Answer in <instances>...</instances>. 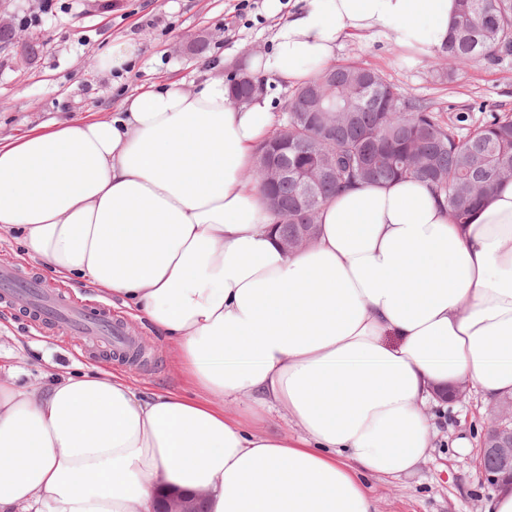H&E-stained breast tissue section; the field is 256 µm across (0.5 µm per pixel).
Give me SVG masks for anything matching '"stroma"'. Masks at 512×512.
<instances>
[{
  "label": "stroma",
  "instance_id": "1",
  "mask_svg": "<svg viewBox=\"0 0 512 512\" xmlns=\"http://www.w3.org/2000/svg\"><path fill=\"white\" fill-rule=\"evenodd\" d=\"M239 0H0V16L17 34L0 44V138L73 116L107 118L126 96L157 81H177L193 90L204 57L219 54L225 71L238 58L271 48L273 18L262 8L238 17ZM117 37L142 42L141 56L122 73H100L98 56ZM337 62H357L383 73L402 91L431 100L441 118L466 112L483 118L482 104L512 114V56L493 64L458 66L453 82L438 80L436 53L417 55L393 33L344 39ZM67 287L79 299L110 306L125 330L148 352L145 370L121 361L110 371L124 375L144 395L164 390L191 392L171 347L151 327L111 298L77 281ZM22 368V382L39 384L59 374L101 369L100 361L77 355L66 336H42L24 314L0 302V373ZM489 407L478 394L462 402H439L433 446L414 474L373 480L377 512H486L494 495L481 480L478 447ZM468 447H460V440Z\"/></svg>",
  "mask_w": 512,
  "mask_h": 512
}]
</instances>
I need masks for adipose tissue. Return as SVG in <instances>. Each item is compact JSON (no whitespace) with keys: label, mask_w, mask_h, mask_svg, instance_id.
Returning <instances> with one entry per match:
<instances>
[{"label":"adipose tissue","mask_w":512,"mask_h":512,"mask_svg":"<svg viewBox=\"0 0 512 512\" xmlns=\"http://www.w3.org/2000/svg\"><path fill=\"white\" fill-rule=\"evenodd\" d=\"M295 2L247 70L301 85L372 32L425 54L456 13ZM223 67L208 60L192 91L152 83L107 119L0 139V241L119 301L197 390L144 398L106 371L0 378V512H157L199 490L205 512H377L372 479L412 473L431 446L428 403L462 381L512 396V182L464 224L419 181L356 185L322 208L309 248L285 252L246 177L270 103L233 104ZM273 410L297 436L248 430Z\"/></svg>","instance_id":"ef3b65f1"}]
</instances>
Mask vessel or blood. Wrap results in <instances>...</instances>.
<instances>
[{
  "instance_id": "obj_1",
  "label": "vessel or blood",
  "mask_w": 512,
  "mask_h": 512,
  "mask_svg": "<svg viewBox=\"0 0 512 512\" xmlns=\"http://www.w3.org/2000/svg\"><path fill=\"white\" fill-rule=\"evenodd\" d=\"M0 301L26 313L41 334L72 337L82 354L132 357L122 324L110 308L76 301L62 288L45 291L39 280L19 275L15 265L5 261L0 263Z\"/></svg>"
}]
</instances>
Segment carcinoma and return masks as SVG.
<instances>
[{"label": "carcinoma", "mask_w": 512, "mask_h": 512, "mask_svg": "<svg viewBox=\"0 0 512 512\" xmlns=\"http://www.w3.org/2000/svg\"><path fill=\"white\" fill-rule=\"evenodd\" d=\"M437 54L448 64L442 77L450 82L458 65L512 55V0H457L448 43ZM259 88L263 80L242 73L230 84V100L246 105ZM285 124L286 142L279 138ZM255 155L254 179L280 240L314 237L320 210L339 190L398 178L425 183L454 223L464 224L491 190L509 180L512 115L491 111L474 126L459 112L444 123L428 101L401 91L380 72L341 63L297 88L275 135ZM264 165L314 175L309 196H299L292 179L261 182Z\"/></svg>", "instance_id": "obj_1"}]
</instances>
